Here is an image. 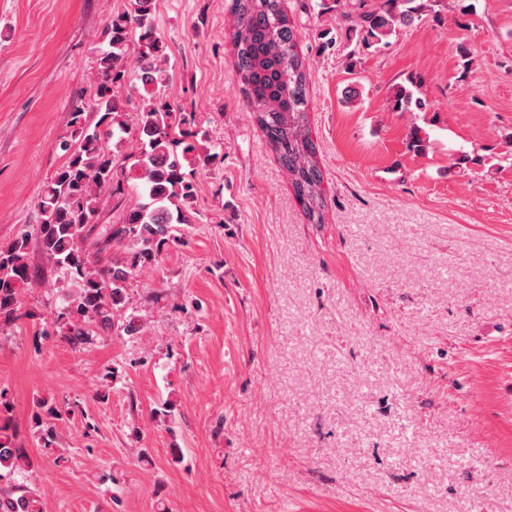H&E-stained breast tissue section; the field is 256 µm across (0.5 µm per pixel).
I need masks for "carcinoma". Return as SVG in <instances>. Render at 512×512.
<instances>
[{
	"label": "carcinoma",
	"mask_w": 512,
	"mask_h": 512,
	"mask_svg": "<svg viewBox=\"0 0 512 512\" xmlns=\"http://www.w3.org/2000/svg\"><path fill=\"white\" fill-rule=\"evenodd\" d=\"M153 8L154 0H128L124 12L112 17L93 99L98 120L89 122L81 110L71 113L69 137L60 143L67 159L42 192L39 223L0 246V329L23 317L22 290L41 283L28 257L33 238L64 276L52 322L55 335L81 348L113 334L133 336L143 328V319L131 312L130 283L140 269L160 260L179 225L190 223L196 173L219 157L196 113L178 112L164 97L171 76L164 44L151 23ZM423 8L417 0H380L374 7L357 0L354 10L340 17L347 30L361 31L360 46L368 49L421 19ZM228 11L235 21V68L246 103L288 173L304 216L319 224L325 208L323 176L309 128L306 69L295 27L283 0H229ZM126 82L139 91L142 104L135 112L116 90ZM414 108L425 109V101L399 87L392 109ZM130 134L135 140L130 152L113 150ZM109 199L117 216L102 224V206ZM3 396L0 390V481L31 466L25 450L14 443V422ZM40 407L46 408L47 418L37 415L35 421L48 448L56 439L51 420L61 412L45 402ZM0 512L42 508L18 486L0 494Z\"/></svg>",
	"instance_id": "cac0c4a2"
}]
</instances>
